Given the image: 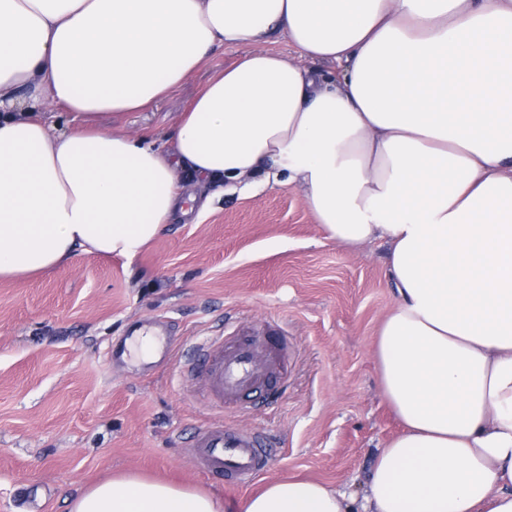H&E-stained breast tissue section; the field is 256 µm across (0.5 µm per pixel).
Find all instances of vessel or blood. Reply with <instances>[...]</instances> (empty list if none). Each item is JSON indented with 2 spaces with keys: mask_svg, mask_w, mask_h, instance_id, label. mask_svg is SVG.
I'll use <instances>...</instances> for the list:
<instances>
[{
  "mask_svg": "<svg viewBox=\"0 0 512 512\" xmlns=\"http://www.w3.org/2000/svg\"><path fill=\"white\" fill-rule=\"evenodd\" d=\"M271 347L265 338L239 340L225 347L206 340L197 345L193 359L180 362L179 375L201 377L208 395L231 402L257 390L270 378ZM194 452L209 475L231 486L254 481L263 473L267 458L260 434L241 432L220 422L199 429Z\"/></svg>",
  "mask_w": 512,
  "mask_h": 512,
  "instance_id": "vessel-or-blood-1",
  "label": "vessel or blood"
}]
</instances>
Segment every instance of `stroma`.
<instances>
[{"label":"stroma","instance_id":"1","mask_svg":"<svg viewBox=\"0 0 512 512\" xmlns=\"http://www.w3.org/2000/svg\"><path fill=\"white\" fill-rule=\"evenodd\" d=\"M242 51L217 49L152 107L115 127L166 142L208 81ZM396 296L385 249L325 239L297 186L225 194L198 221L175 218L133 259L81 254L37 278L0 280V512H68L79 490L119 472L174 477L239 499L284 477L364 486L399 424L374 342ZM287 337L283 377L221 404L162 361L205 336ZM158 339L143 357L140 339ZM221 421L273 452L254 482L204 474L191 443Z\"/></svg>","mask_w":512,"mask_h":512}]
</instances>
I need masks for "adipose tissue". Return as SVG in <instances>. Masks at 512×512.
<instances>
[{
	"label": "adipose tissue",
	"mask_w": 512,
	"mask_h": 512,
	"mask_svg": "<svg viewBox=\"0 0 512 512\" xmlns=\"http://www.w3.org/2000/svg\"><path fill=\"white\" fill-rule=\"evenodd\" d=\"M225 46L245 54L169 148L101 123ZM286 181L325 238L388 248L375 358L400 429L363 495L288 477L236 502L121 473L68 512H512V0H0V280L132 259L176 215Z\"/></svg>",
	"instance_id": "obj_1"
}]
</instances>
